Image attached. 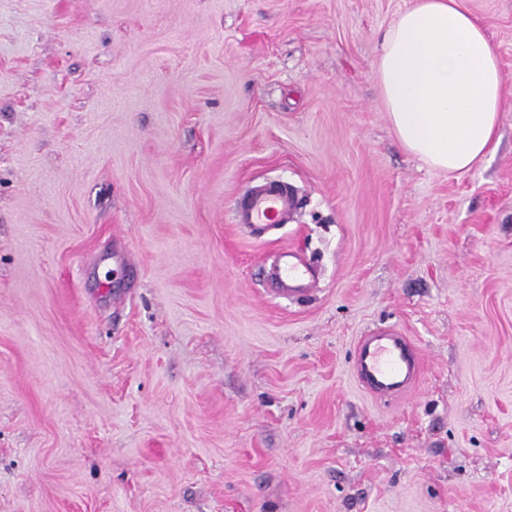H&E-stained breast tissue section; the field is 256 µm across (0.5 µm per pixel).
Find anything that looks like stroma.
I'll return each instance as SVG.
<instances>
[{
	"label": "stroma",
	"mask_w": 512,
	"mask_h": 512,
	"mask_svg": "<svg viewBox=\"0 0 512 512\" xmlns=\"http://www.w3.org/2000/svg\"><path fill=\"white\" fill-rule=\"evenodd\" d=\"M412 2L0 0V512H512V0H463L505 110L452 174L371 75ZM379 328L405 395L354 374ZM294 205L295 198L288 184L270 181L244 198L238 218L242 224L260 229L279 222ZM277 280L279 284L277 294L281 297H294L313 289L310 288L311 269L290 249H284L281 252ZM421 369L413 343L397 331L372 332L357 343L354 373L361 386L376 396L403 394L418 380Z\"/></svg>",
	"instance_id": "35a3bbf8"
}]
</instances>
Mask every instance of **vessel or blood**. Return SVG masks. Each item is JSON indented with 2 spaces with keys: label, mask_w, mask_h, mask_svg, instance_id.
I'll return each mask as SVG.
<instances>
[{
  "label": "vessel or blood",
  "mask_w": 512,
  "mask_h": 512,
  "mask_svg": "<svg viewBox=\"0 0 512 512\" xmlns=\"http://www.w3.org/2000/svg\"><path fill=\"white\" fill-rule=\"evenodd\" d=\"M295 205L287 184L271 181L245 197L238 218L260 229L279 222ZM277 280L279 296L289 298L310 290L309 266L290 250H282ZM421 359L408 337L394 330H379L360 337L355 350L354 373L361 386L379 397L406 392L419 378Z\"/></svg>",
  "instance_id": "b4317fda"
}]
</instances>
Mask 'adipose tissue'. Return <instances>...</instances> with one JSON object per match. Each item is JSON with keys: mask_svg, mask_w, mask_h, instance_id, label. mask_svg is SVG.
<instances>
[{"mask_svg": "<svg viewBox=\"0 0 512 512\" xmlns=\"http://www.w3.org/2000/svg\"><path fill=\"white\" fill-rule=\"evenodd\" d=\"M372 73L394 134L425 165L463 172L496 151L502 63L461 0H414L382 35Z\"/></svg>", "mask_w": 512, "mask_h": 512, "instance_id": "ef3b65f1", "label": "adipose tissue"}]
</instances>
